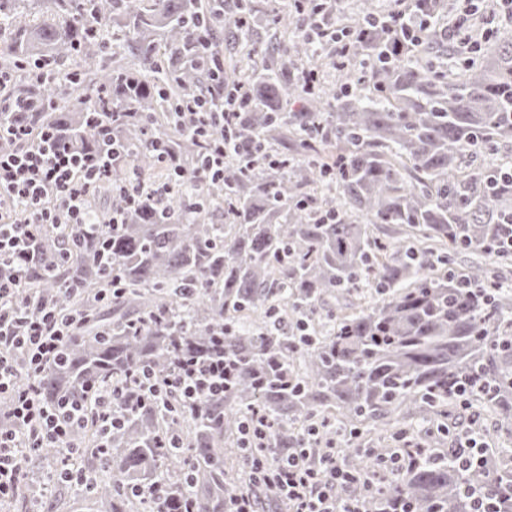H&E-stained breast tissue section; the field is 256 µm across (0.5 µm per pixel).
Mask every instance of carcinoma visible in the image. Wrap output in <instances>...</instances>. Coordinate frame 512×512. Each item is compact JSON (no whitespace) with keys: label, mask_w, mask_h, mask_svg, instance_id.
I'll list each match as a JSON object with an SVG mask.
<instances>
[{"label":"carcinoma","mask_w":512,"mask_h":512,"mask_svg":"<svg viewBox=\"0 0 512 512\" xmlns=\"http://www.w3.org/2000/svg\"><path fill=\"white\" fill-rule=\"evenodd\" d=\"M444 2L418 8L432 20ZM257 10L255 0H0V68L16 73L4 98L46 102L26 123L64 133L77 150L109 149L97 123L109 124L124 154L88 193L96 238L75 247L73 228L49 224L25 269V303L83 315L37 380L44 398H79L91 412L136 366L163 373L217 334L236 371L224 395L194 407L173 398L167 411L141 408L124 390L120 427L73 431L92 476L79 494L91 512H224L245 490L285 508L273 483H251L242 452V423L259 410L271 428L255 454L308 448L318 465L335 446L363 512H474L480 501L512 512V464L486 444L468 467L453 453L486 433L487 413L512 427V293L501 288L512 268V248L501 246L512 237V166L477 164L512 143V37L445 68L433 36L371 34L351 47L372 57L371 70H339L303 100L297 74L315 57L325 67L330 41L302 36L289 0L263 37ZM200 20L209 51L221 53L222 32L252 62L237 137L262 139L285 165L259 154L244 174L231 155L224 179L198 178L200 147L167 100H224L208 69L189 63ZM42 61L78 79H32L25 66ZM155 139L172 145L183 187L129 210L116 187L128 170L170 181ZM118 212L125 223H109ZM372 224L395 235L376 236ZM469 253L480 259L456 271ZM112 286L119 292L100 299ZM366 290L381 303L345 312ZM332 298L336 311L324 310ZM102 443L107 453H91ZM38 455L61 469L60 449ZM398 455V473L379 467ZM150 486L159 497L134 494Z\"/></svg>","instance_id":"obj_1"}]
</instances>
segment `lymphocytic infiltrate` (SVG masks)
Wrapping results in <instances>:
<instances>
[{
    "mask_svg": "<svg viewBox=\"0 0 512 512\" xmlns=\"http://www.w3.org/2000/svg\"><path fill=\"white\" fill-rule=\"evenodd\" d=\"M396 2L395 9L372 16L371 30L412 36L427 29L414 0ZM246 97V89L240 85L227 106L201 96L183 98L176 106L185 132L201 142L203 177H221L228 153L247 163L261 152L259 141L240 140L234 135ZM0 140L14 145L13 152L0 153V197L12 198L18 212L13 221L0 224V264L7 262L16 268L14 276L0 277V399L11 401L7 418H0L2 502L13 498L22 483L30 481L26 463L39 449L58 448L68 458L77 456L68 438L86 417L83 404L48 405L35 379L57 357L80 317L61 314L48 302L33 309L20 304L24 286L21 269L33 257L30 245L42 226L68 224L86 237L97 231L86 208V196L92 186L109 176L114 156L94 150L74 151L53 130L36 132L20 122L0 123ZM18 349L26 352L25 363L13 358V351ZM23 373L30 382L22 388L17 378ZM128 383L141 400L154 406L167 405L172 393L193 404L201 397L223 394L224 353L220 346H212L208 353L178 359L161 376L142 367L129 374ZM248 464L255 480L277 486L292 503L293 512H360L358 501L336 499L338 490L348 488L351 477L337 463L335 453H328L318 470L310 466L304 448L289 449L272 462L256 454Z\"/></svg>",
    "mask_w": 512,
    "mask_h": 512,
    "instance_id": "f902f5d3",
    "label": "lymphocytic infiltrate"
}]
</instances>
